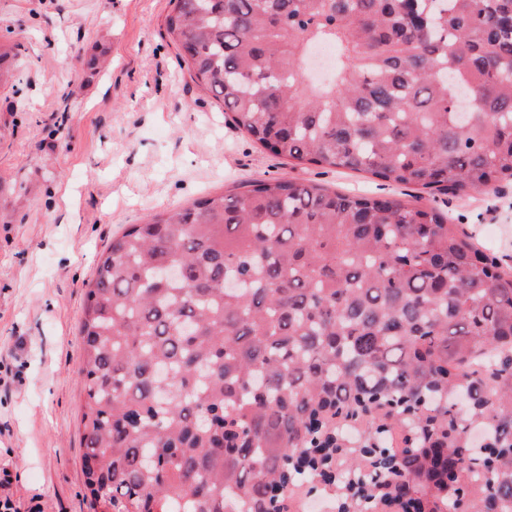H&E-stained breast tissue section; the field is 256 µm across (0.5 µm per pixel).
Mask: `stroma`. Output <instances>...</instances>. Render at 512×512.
I'll return each mask as SVG.
<instances>
[{"label":"stroma","mask_w":512,"mask_h":512,"mask_svg":"<svg viewBox=\"0 0 512 512\" xmlns=\"http://www.w3.org/2000/svg\"><path fill=\"white\" fill-rule=\"evenodd\" d=\"M170 0H0L21 81L0 87V495L90 512L81 469L86 293L113 234L164 210L289 177L457 217L512 267V185L426 193L275 156L225 119L165 32Z\"/></svg>","instance_id":"obj_1"}]
</instances>
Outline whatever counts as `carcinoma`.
I'll use <instances>...</instances> for the list:
<instances>
[{
	"instance_id": "carcinoma-1",
	"label": "carcinoma",
	"mask_w": 512,
	"mask_h": 512,
	"mask_svg": "<svg viewBox=\"0 0 512 512\" xmlns=\"http://www.w3.org/2000/svg\"><path fill=\"white\" fill-rule=\"evenodd\" d=\"M165 26L276 156L512 183V0H172ZM80 334L92 512H512V270L433 208L288 177L202 197L112 238Z\"/></svg>"
}]
</instances>
